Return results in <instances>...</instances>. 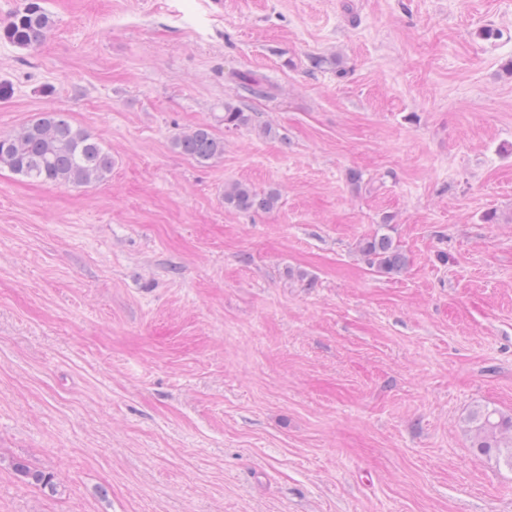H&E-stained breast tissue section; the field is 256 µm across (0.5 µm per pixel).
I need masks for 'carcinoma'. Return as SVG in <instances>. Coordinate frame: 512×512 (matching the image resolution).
I'll list each match as a JSON object with an SVG mask.
<instances>
[{"label":"carcinoma","mask_w":512,"mask_h":512,"mask_svg":"<svg viewBox=\"0 0 512 512\" xmlns=\"http://www.w3.org/2000/svg\"><path fill=\"white\" fill-rule=\"evenodd\" d=\"M54 22L40 0H25L7 22L0 25V40L20 49L32 50L46 40ZM252 117L240 107L224 103V127L238 128L251 123ZM172 146L180 154L201 165L224 155V139L206 124L179 134ZM29 182L83 186L104 181L112 172V154L85 129L61 112H41L22 128L0 134V168ZM278 201L275 191L258 192L236 182L224 188V204L240 212H269ZM361 251L370 257L377 271L396 274L406 265L405 255L384 234L365 239ZM473 447L488 457L502 458L512 467V416L487 408L474 411L469 418ZM16 471L39 489H55L53 477L25 462Z\"/></svg>","instance_id":"1"}]
</instances>
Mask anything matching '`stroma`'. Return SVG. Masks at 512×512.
Wrapping results in <instances>:
<instances>
[{"label": "stroma", "instance_id": "stroma-1", "mask_svg": "<svg viewBox=\"0 0 512 512\" xmlns=\"http://www.w3.org/2000/svg\"><path fill=\"white\" fill-rule=\"evenodd\" d=\"M42 5L0 132L68 113L112 174L0 170V512H512L466 424L512 415V0ZM172 146L180 154L201 165L209 164L224 155L223 138L218 137L206 124L178 134L172 140ZM278 201L276 191L257 192L247 184L236 182L224 188V203L240 212H269ZM360 248L364 254L370 257L371 263L380 273H400L406 265L405 255L387 235L377 233L365 239ZM15 469L19 475L23 477L24 480L31 486L39 488L40 490L48 489L52 492L54 491L56 484L53 480V477L49 473L31 467L25 462H17Z\"/></svg>", "mask_w": 512, "mask_h": 512}]
</instances>
